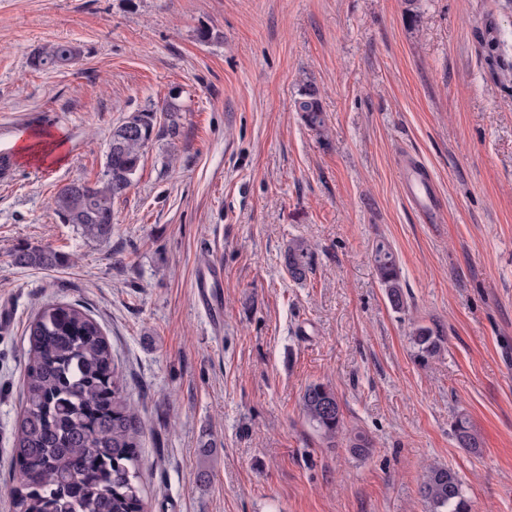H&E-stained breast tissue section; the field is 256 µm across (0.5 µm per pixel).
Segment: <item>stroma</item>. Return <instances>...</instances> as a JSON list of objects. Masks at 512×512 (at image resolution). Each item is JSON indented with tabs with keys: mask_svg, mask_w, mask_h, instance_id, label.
Instances as JSON below:
<instances>
[{
	"mask_svg": "<svg viewBox=\"0 0 512 512\" xmlns=\"http://www.w3.org/2000/svg\"><path fill=\"white\" fill-rule=\"evenodd\" d=\"M419 4L412 24L406 0H0V512L18 486L24 332L58 302L100 324L125 372L147 512H429L432 465L457 473L472 512H512V83L482 44L512 52V10ZM65 42L83 50L75 64L31 68ZM308 83L324 138L293 110ZM144 108L159 135L111 238L88 240L54 196L100 178L113 126ZM22 125L60 141L62 160L23 162ZM411 158L437 185V223L405 196ZM295 239L311 249L300 283L283 263ZM380 240L402 312L373 267ZM22 246L68 261L23 269ZM211 262L219 327L191 290ZM420 325L444 335L424 367ZM314 382L331 383L369 455L309 426ZM460 413L480 454L456 440ZM372 257L376 274L391 308L397 312L404 311L407 303L406 294L400 268L391 246L380 240L373 248Z\"/></svg>",
	"mask_w": 512,
	"mask_h": 512,
	"instance_id": "1",
	"label": "stroma"
}]
</instances>
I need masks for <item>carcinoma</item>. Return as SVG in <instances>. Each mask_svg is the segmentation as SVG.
<instances>
[{"mask_svg": "<svg viewBox=\"0 0 512 512\" xmlns=\"http://www.w3.org/2000/svg\"><path fill=\"white\" fill-rule=\"evenodd\" d=\"M80 47L58 44L33 55L35 70L68 65L81 56ZM506 54L501 41L487 43V60L501 66ZM294 108L309 130L321 135L326 116L319 90L302 87ZM131 124L134 134L118 151L107 154L103 177L94 184L63 185L54 200L64 224H74L88 239L112 236V206L133 185L144 148L157 137L156 112L144 108L131 113L112 129L111 140ZM373 262L391 308H406L401 272L391 246L381 240L373 248ZM20 268L52 269L65 256L51 248L25 247L13 254ZM284 264L295 280L311 270L307 245L293 240ZM23 411L13 437V460L20 487L13 497L14 512H145L140 495L139 451L142 427L126 392V378L115 363L112 348L99 324L77 304L43 307L25 330ZM414 358L422 364L441 351L443 336L418 326L411 337ZM302 412L310 426L336 445L344 421L335 389L312 383L302 396ZM460 445L480 454V441L468 418L455 417ZM351 452L369 454V436L348 437ZM431 512H471L456 472L433 466L419 488Z\"/></svg>", "mask_w": 512, "mask_h": 512, "instance_id": "carcinoma-1", "label": "carcinoma"}]
</instances>
